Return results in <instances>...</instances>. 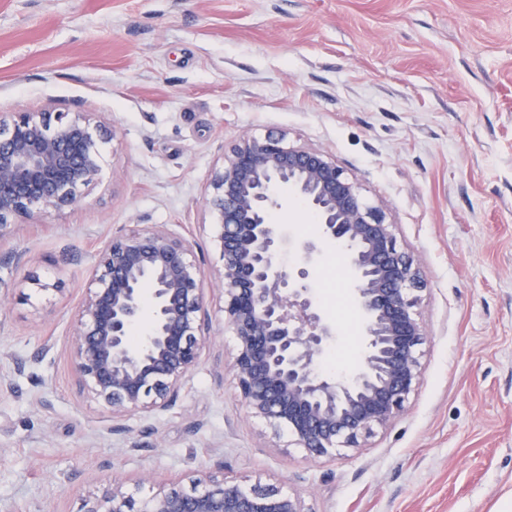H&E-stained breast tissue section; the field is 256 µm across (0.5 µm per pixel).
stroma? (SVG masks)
Wrapping results in <instances>:
<instances>
[{
  "instance_id": "stroma-1",
  "label": "stroma",
  "mask_w": 512,
  "mask_h": 512,
  "mask_svg": "<svg viewBox=\"0 0 512 512\" xmlns=\"http://www.w3.org/2000/svg\"><path fill=\"white\" fill-rule=\"evenodd\" d=\"M1 112H80L115 136L79 204L0 239V512H80L108 483L144 497L203 471L310 512L512 500V0H0ZM269 130L384 206L425 282L419 388L333 458L236 393L205 198L225 151ZM137 224L192 244L210 342L173 410L115 432L71 335L94 253Z\"/></svg>"
}]
</instances>
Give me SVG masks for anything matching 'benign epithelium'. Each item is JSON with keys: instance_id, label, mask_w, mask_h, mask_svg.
Segmentation results:
<instances>
[{"instance_id": "benign-epithelium-1", "label": "benign epithelium", "mask_w": 512, "mask_h": 512, "mask_svg": "<svg viewBox=\"0 0 512 512\" xmlns=\"http://www.w3.org/2000/svg\"><path fill=\"white\" fill-rule=\"evenodd\" d=\"M101 142L83 115L0 113V239L21 218L78 203L100 180ZM283 191L317 223L315 234L295 242L289 262L272 221ZM206 205L243 406L310 456L362 447L404 412L420 384L427 334L415 256L397 244L384 208L367 204L327 153L290 145L283 134L239 138L211 174ZM331 247L345 256L361 321V359L349 374L322 368L336 326L311 280ZM205 303L196 254L164 225H139L96 251L74 324L73 365L112 421L176 405L210 340ZM145 318L135 343L132 332ZM83 512L311 510L277 487L205 474L190 491L172 486L139 503L112 483Z\"/></svg>"}]
</instances>
